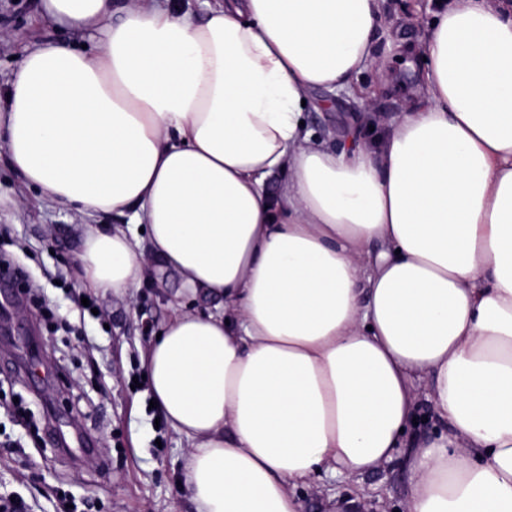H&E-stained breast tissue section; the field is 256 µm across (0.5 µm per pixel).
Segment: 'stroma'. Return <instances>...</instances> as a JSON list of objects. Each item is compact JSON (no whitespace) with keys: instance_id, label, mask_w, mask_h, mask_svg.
Here are the masks:
<instances>
[{"instance_id":"35a3bbf8","label":"stroma","mask_w":512,"mask_h":512,"mask_svg":"<svg viewBox=\"0 0 512 512\" xmlns=\"http://www.w3.org/2000/svg\"><path fill=\"white\" fill-rule=\"evenodd\" d=\"M40 0H0V100L25 50L53 41L72 48L98 46L89 33L45 19ZM436 0H386L380 43L419 44ZM360 88L372 94L314 95L303 119L314 138L347 144L366 109L392 115L394 93L377 91L371 74ZM0 258L15 280L16 304L0 335V497L23 499L30 512H62L63 501L91 504L92 512H194L182 480L188 443L158 409L148 387H134L145 372L143 355L170 317L181 288L175 273H148L131 295L91 293L79 280L80 224L84 214L43 201L24 186L0 149ZM94 296L102 316L80 315L76 301ZM91 438L94 454L67 449L75 436ZM408 472L393 462L358 479L318 475L298 487L304 512H337L356 498L361 512H401Z\"/></svg>"}]
</instances>
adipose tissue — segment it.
<instances>
[{
  "label": "adipose tissue",
  "mask_w": 512,
  "mask_h": 512,
  "mask_svg": "<svg viewBox=\"0 0 512 512\" xmlns=\"http://www.w3.org/2000/svg\"><path fill=\"white\" fill-rule=\"evenodd\" d=\"M40 9L99 49L26 50L0 140L42 199L127 217L88 225L82 286L171 269L211 302L174 308L144 357L196 512H303L315 475L400 447L405 512H512V0L440 6L421 98L351 150L302 104L390 83L384 0ZM423 402L437 434L409 432Z\"/></svg>",
  "instance_id": "1"
}]
</instances>
